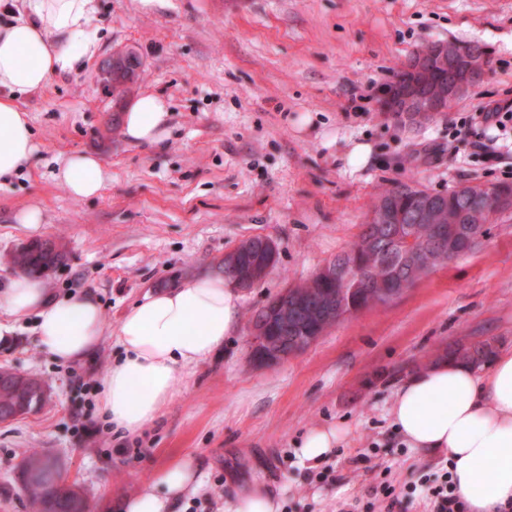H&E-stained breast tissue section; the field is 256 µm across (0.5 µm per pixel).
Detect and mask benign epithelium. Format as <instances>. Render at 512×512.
Segmentation results:
<instances>
[{"mask_svg": "<svg viewBox=\"0 0 512 512\" xmlns=\"http://www.w3.org/2000/svg\"><path fill=\"white\" fill-rule=\"evenodd\" d=\"M143 67L142 61L129 49L117 50L102 61L100 75L108 88L119 85L122 96H127L137 81V75ZM406 75L394 81L380 94V110L391 113L397 120L415 124L429 120L445 111L455 100L464 96L476 83L480 82L487 71L485 57L478 54L472 45L454 41H434L416 51L407 61ZM448 72V81L442 82L437 75ZM480 210L495 209L497 213L512 211V194L504 195L498 191L478 197ZM367 220L384 226L399 224L402 215L388 207L370 211ZM417 224H427L435 239L443 238L444 224L452 221L445 209L427 203L420 207L414 217ZM225 272L236 274L238 285L242 289L253 288L265 276L269 267L264 258H256L252 265L242 268L236 264V253L224 254ZM280 312V325L286 330L293 329L296 319L304 314L314 316L320 323L336 319V299L314 297L311 294L297 297L288 302V293L284 292L276 299ZM274 329L266 320H256L251 327L247 342L254 362L272 366L283 363L298 354L297 349H288V338L278 339L272 336Z\"/></svg>", "mask_w": 512, "mask_h": 512, "instance_id": "7a95c632", "label": "benign epithelium"}]
</instances>
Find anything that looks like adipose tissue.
<instances>
[{
    "label": "adipose tissue",
    "instance_id": "1",
    "mask_svg": "<svg viewBox=\"0 0 512 512\" xmlns=\"http://www.w3.org/2000/svg\"><path fill=\"white\" fill-rule=\"evenodd\" d=\"M95 0H13L0 23V179L16 174L31 158L35 141L20 96L55 74L76 69L97 51L89 26ZM170 112L163 98L140 96L121 115L128 142L163 140ZM102 161L92 151L71 155L59 177L77 197L102 188ZM240 295L222 275L202 273L136 301L122 316L116 339L121 359L101 379L99 405L115 430L139 433L162 414L178 368L218 351L237 319ZM15 317L35 319L40 347L68 364L91 356L106 337L99 301L87 291L51 295L41 279L20 274L0 292ZM389 415L393 428L418 453L444 455L470 512H498L512 503V348H498L476 368L434 358L397 386ZM340 426L309 430L300 455L316 464L344 439ZM191 461L164 468L154 486L126 502L127 512H174L194 484Z\"/></svg>",
    "mask_w": 512,
    "mask_h": 512
}]
</instances>
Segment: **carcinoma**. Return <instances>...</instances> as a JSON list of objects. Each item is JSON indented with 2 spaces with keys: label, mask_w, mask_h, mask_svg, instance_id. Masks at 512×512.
Listing matches in <instances>:
<instances>
[{
  "label": "carcinoma",
  "mask_w": 512,
  "mask_h": 512,
  "mask_svg": "<svg viewBox=\"0 0 512 512\" xmlns=\"http://www.w3.org/2000/svg\"><path fill=\"white\" fill-rule=\"evenodd\" d=\"M468 193L451 190L437 193L435 198L439 204L459 216V223L452 225V234L464 239H476L486 225L497 221L493 212L482 213L476 217L471 214L472 197L484 192V185H467ZM430 197V190L400 184L384 190L377 198L373 208L382 205L392 206L401 212L403 218L411 216ZM428 246L434 251H442L444 257L435 261L432 267L440 266L454 256L448 254V244H439L431 237L429 226L404 223L401 231L391 234L379 224L363 225V229L352 246L336 255V266L342 267L349 263L356 265L353 282L357 283L356 291L344 293L342 313L352 315L358 307H366L373 300L377 289L386 285L391 273L400 278H411L419 281L430 269H421L417 262H410L408 255L421 258L417 250ZM65 258L62 243L55 240H39L20 246L12 255V264L21 272L39 277L49 276ZM494 340L485 339L468 345L457 344L443 350V356L466 361L475 367L484 366L494 354ZM36 399L23 378L14 375V369L0 367V422L14 416L17 410L25 407L32 412ZM43 453L33 450L22 459L24 491L28 497L30 512H90L87 499L80 490L66 486L61 475L36 473L42 465Z\"/></svg>",
  "instance_id": "cac0c4a2"
}]
</instances>
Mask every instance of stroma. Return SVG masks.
<instances>
[{
    "mask_svg": "<svg viewBox=\"0 0 512 512\" xmlns=\"http://www.w3.org/2000/svg\"><path fill=\"white\" fill-rule=\"evenodd\" d=\"M96 54L20 97L36 151L0 182V289L12 253L59 239L66 260L45 285L54 296L88 290L108 330L158 286L215 270L225 252L262 237L275 267L241 291L230 339L178 368L160 419L140 433L113 431L96 381L121 354L107 338L93 358L63 365L41 350L34 321H13L0 366L45 381L35 413L0 424V512H29L20 463L33 448L56 459L93 512H122L169 463L193 458L198 484L177 512H228L260 483L279 512H364L381 478L394 512H428V485L445 457L419 458L392 430L396 381L454 343L512 345V213L489 234L393 301L349 316L276 366H255L252 318L357 239L376 196L400 183L447 192L461 183H512V139L471 116L512 104V0H95ZM432 41L478 42L485 78L448 112L409 127L380 112V91ZM133 48L144 62L131 97L153 94L170 111L164 141H126L112 125L101 61ZM495 145L497 161L484 144ZM366 145L362 163L355 146ZM103 161L99 196L72 197L59 180L72 154ZM41 221L23 223L30 208ZM95 423L96 431L83 429ZM348 434L316 466L296 442L309 428Z\"/></svg>",
    "mask_w": 512,
    "mask_h": 512,
    "instance_id": "obj_1",
    "label": "stroma"
}]
</instances>
